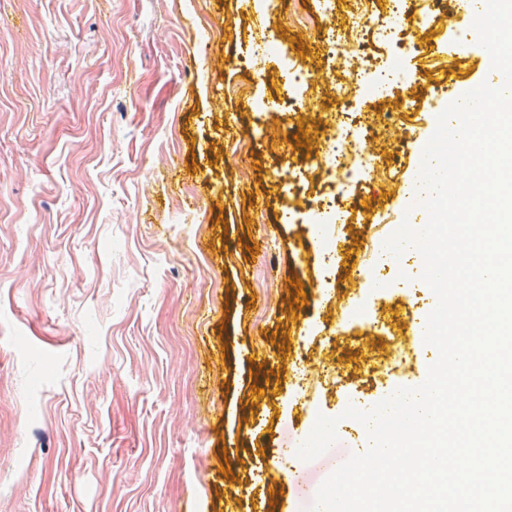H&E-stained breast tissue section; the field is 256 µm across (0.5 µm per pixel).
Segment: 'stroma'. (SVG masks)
Returning <instances> with one entry per match:
<instances>
[{
	"instance_id": "35a3bbf8",
	"label": "stroma",
	"mask_w": 512,
	"mask_h": 512,
	"mask_svg": "<svg viewBox=\"0 0 512 512\" xmlns=\"http://www.w3.org/2000/svg\"><path fill=\"white\" fill-rule=\"evenodd\" d=\"M413 2L425 49L373 52L455 87L412 108L389 98L390 123L362 133L379 175L339 202L347 248L327 280L319 118L351 124L365 104L338 91L348 69L318 40L320 0H0V512H224L230 496L237 512H309L367 446L346 408L426 380L421 256L384 291L356 275L391 225L425 223L407 186L457 86L499 75L465 5L450 22ZM263 25L321 82L301 110L250 40ZM386 330L405 369L369 373L355 350ZM299 361L331 384L296 398ZM318 414L340 440L298 486L278 452Z\"/></svg>"
}]
</instances>
